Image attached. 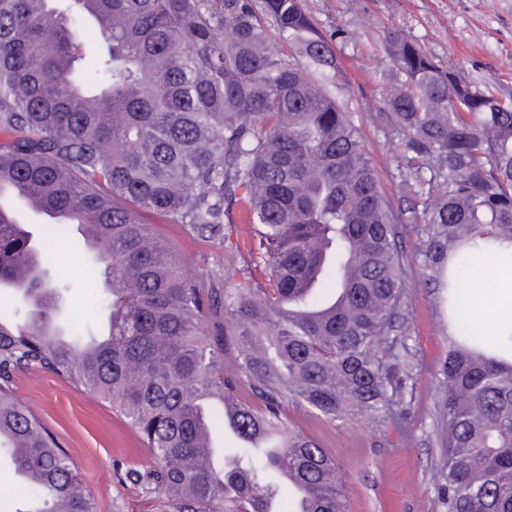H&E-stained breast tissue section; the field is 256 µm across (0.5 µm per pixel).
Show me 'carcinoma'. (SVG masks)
Returning a JSON list of instances; mask_svg holds the SVG:
<instances>
[{"instance_id": "carcinoma-1", "label": "carcinoma", "mask_w": 512, "mask_h": 512, "mask_svg": "<svg viewBox=\"0 0 512 512\" xmlns=\"http://www.w3.org/2000/svg\"><path fill=\"white\" fill-rule=\"evenodd\" d=\"M385 41L401 76L385 105L409 134L401 187L422 200L408 241L336 98L332 36L303 0H0V292L29 307L0 319V452L30 473L15 512H96L16 397L30 368L129 421L151 461L120 477L171 512H279L283 489L310 512H349L335 462L284 407L399 426L408 250L446 292L448 512H512V335L461 315L486 265L475 241L512 240V108L456 111V73L396 30ZM12 200L74 213L99 240L53 224L93 259L107 332L62 314L54 246L32 241ZM152 220L220 249L251 224L263 267L192 276Z\"/></svg>"}]
</instances>
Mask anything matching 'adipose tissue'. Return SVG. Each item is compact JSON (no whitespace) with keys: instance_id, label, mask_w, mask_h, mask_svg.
Listing matches in <instances>:
<instances>
[{"instance_id":"1","label":"adipose tissue","mask_w":512,"mask_h":512,"mask_svg":"<svg viewBox=\"0 0 512 512\" xmlns=\"http://www.w3.org/2000/svg\"><path fill=\"white\" fill-rule=\"evenodd\" d=\"M486 251L488 285L475 289L466 314L483 331L512 333V241L488 243Z\"/></svg>"}]
</instances>
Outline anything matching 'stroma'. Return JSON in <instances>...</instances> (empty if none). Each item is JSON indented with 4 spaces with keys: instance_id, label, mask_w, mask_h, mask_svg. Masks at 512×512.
<instances>
[{
    "instance_id": "stroma-1",
    "label": "stroma",
    "mask_w": 512,
    "mask_h": 512,
    "mask_svg": "<svg viewBox=\"0 0 512 512\" xmlns=\"http://www.w3.org/2000/svg\"><path fill=\"white\" fill-rule=\"evenodd\" d=\"M317 26L343 29L333 48L344 79L339 92L359 127L402 230L415 236L413 198L403 193L399 161L408 135L394 126L382 100L398 76L383 41L397 29L445 70L489 89L512 107V0H305ZM153 237L171 247L189 273L245 267L249 255L221 253L179 224H150ZM55 272L69 285L67 305L89 323L99 319L91 264L64 245L54 252ZM421 256L409 257L403 333L411 379L399 396L402 426L371 416L329 422L295 404L290 424L316 439L336 461V480L351 512H384L379 493L393 490L402 512H448L442 489L444 451L438 437L439 370L448 352V309L441 290L426 283ZM18 399L54 435L77 464L98 512H165L166 505L141 485L120 479L150 460L128 421L111 405L50 373L29 370L15 378Z\"/></svg>"
}]
</instances>
